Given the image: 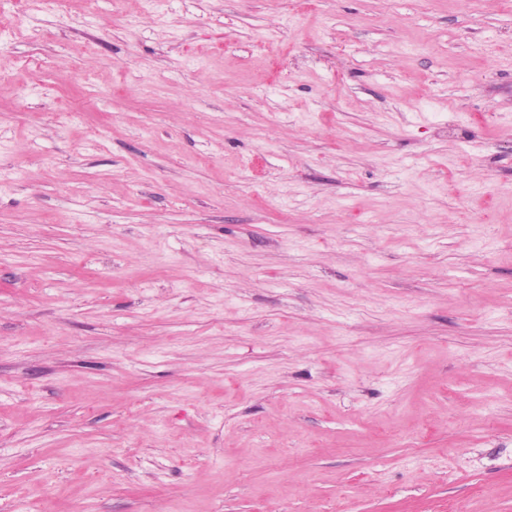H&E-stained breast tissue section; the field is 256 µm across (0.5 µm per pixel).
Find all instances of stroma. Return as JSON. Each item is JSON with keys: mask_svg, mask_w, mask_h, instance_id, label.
I'll return each mask as SVG.
<instances>
[{"mask_svg": "<svg viewBox=\"0 0 512 512\" xmlns=\"http://www.w3.org/2000/svg\"><path fill=\"white\" fill-rule=\"evenodd\" d=\"M0 21V512H512V0Z\"/></svg>", "mask_w": 512, "mask_h": 512, "instance_id": "35a3bbf8", "label": "stroma"}]
</instances>
